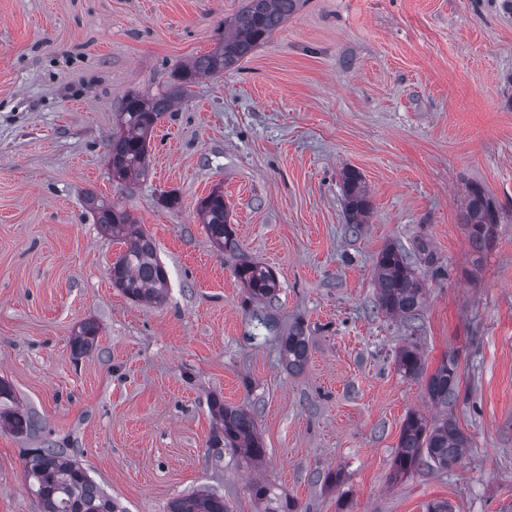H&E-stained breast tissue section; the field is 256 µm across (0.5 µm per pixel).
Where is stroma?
<instances>
[{"instance_id": "obj_1", "label": "stroma", "mask_w": 512, "mask_h": 512, "mask_svg": "<svg viewBox=\"0 0 512 512\" xmlns=\"http://www.w3.org/2000/svg\"><path fill=\"white\" fill-rule=\"evenodd\" d=\"M241 5L0 0V379L39 422L30 437L0 430V512H40L24 464L51 444L126 512H167L201 487L230 512H257L255 479L299 512H512V0H306L238 68L198 79L161 115L145 177L113 181L124 97L170 85ZM348 167L370 201L354 232ZM474 185L499 211L479 258L459 222ZM216 187L239 256L277 278L271 303L248 298L238 256L197 215ZM89 192L153 238L163 304L113 287L124 246L94 224ZM420 237L440 270L423 272L415 320L386 319L376 258ZM88 319L99 336L78 357L70 338ZM297 323L309 358L292 373L280 338ZM408 344L429 373L456 357L452 408L398 370ZM215 397L255 415L261 466L209 446ZM411 412L456 421L461 463L392 479Z\"/></svg>"}]
</instances>
